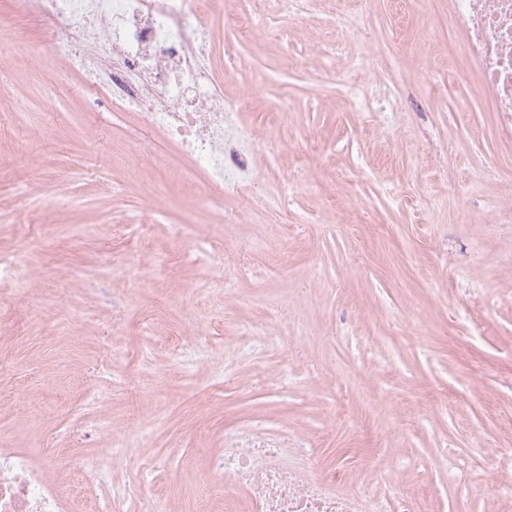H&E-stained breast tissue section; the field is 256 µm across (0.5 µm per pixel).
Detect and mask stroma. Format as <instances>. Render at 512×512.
Returning a JSON list of instances; mask_svg holds the SVG:
<instances>
[{
  "label": "stroma",
  "instance_id": "1",
  "mask_svg": "<svg viewBox=\"0 0 512 512\" xmlns=\"http://www.w3.org/2000/svg\"><path fill=\"white\" fill-rule=\"evenodd\" d=\"M447 17L448 0H322L289 50L263 25L210 17L233 46L225 94L280 148L262 174L290 183L276 214L203 200L200 174L162 138L153 167L130 165L132 116L72 92L76 75L53 59L6 60L0 255L15 253L21 224L42 242L30 272L45 311L0 296V444L58 454L69 488L110 445L69 434L101 414L116 432L146 430L127 454L148 467L115 471L117 485L160 512H225L206 490L204 451L267 420L347 482L386 461L379 495L407 493L417 512H512V469L499 462L512 448V133L464 61V78L449 73L461 36ZM347 22L361 43H342ZM332 46L334 73L317 74ZM381 61L405 109L357 111L343 87L374 88ZM157 184L146 234L119 232ZM232 210L240 223H227ZM175 224L190 228L177 246ZM244 242L256 248L245 269L198 261ZM133 279L143 288L125 311L123 357L93 376L112 324L96 291ZM283 290L287 344L247 348L242 328L276 327L268 298ZM190 326L186 373L173 346Z\"/></svg>",
  "mask_w": 512,
  "mask_h": 512
}]
</instances>
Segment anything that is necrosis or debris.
I'll list each match as a JSON object with an SVG mask.
<instances>
[{
	"instance_id": "necrosis-or-debris-1",
	"label": "necrosis or debris",
	"mask_w": 512,
	"mask_h": 512,
	"mask_svg": "<svg viewBox=\"0 0 512 512\" xmlns=\"http://www.w3.org/2000/svg\"><path fill=\"white\" fill-rule=\"evenodd\" d=\"M218 0H10L11 12L49 23L50 44L13 41L0 25V50L40 62L51 54L82 79L85 95L132 114L138 127L178 146L203 176L204 199L238 195L258 170L255 133L243 126L224 96L209 19ZM448 27L463 37V51L479 93L512 129V0H448ZM225 493L245 512H413L407 498L387 507L364 486L338 490L318 475L309 457L288 452V441L258 422L224 432V446L209 456ZM130 459L107 453L90 459L76 490L62 488L52 458L0 446V512H78L97 501L111 512H155L134 491L114 492L112 476Z\"/></svg>"
}]
</instances>
